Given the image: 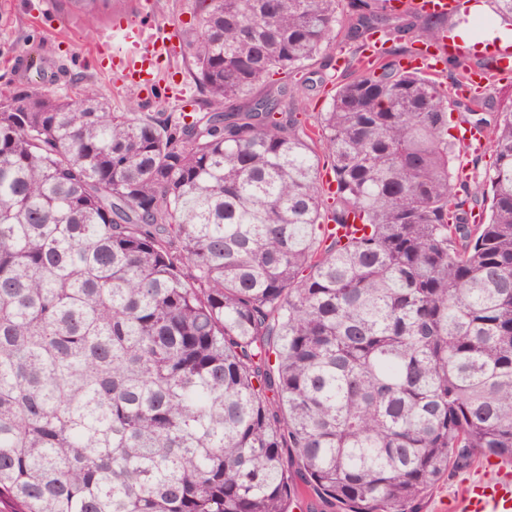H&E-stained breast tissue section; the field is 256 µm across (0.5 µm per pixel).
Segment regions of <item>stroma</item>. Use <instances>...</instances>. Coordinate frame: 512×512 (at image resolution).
<instances>
[{
	"instance_id": "obj_1",
	"label": "stroma",
	"mask_w": 512,
	"mask_h": 512,
	"mask_svg": "<svg viewBox=\"0 0 512 512\" xmlns=\"http://www.w3.org/2000/svg\"><path fill=\"white\" fill-rule=\"evenodd\" d=\"M149 16L139 10H100L97 20L68 10L63 0H0V91L17 86L21 71L9 64L11 58L25 59L36 54L47 61L54 73L52 91L68 94L75 78L95 81L106 93L116 112H192L201 99V91L187 72V42L193 35L194 0H151ZM173 34L178 48L177 75L162 84L155 99L145 98L138 90L122 82L119 75L99 69L92 60V48L101 28L118 22L134 28L143 19ZM315 76L319 85L306 91L307 76ZM343 74L334 66L313 62L310 73L291 76L295 89L303 91L301 111L311 114L326 111ZM493 477L485 459L475 460L465 468L449 469L421 499L418 512H452L455 500L466 480L476 474Z\"/></svg>"
}]
</instances>
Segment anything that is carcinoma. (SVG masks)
Here are the masks:
<instances>
[{"instance_id": "cac0c4a2", "label": "carcinoma", "mask_w": 512, "mask_h": 512, "mask_svg": "<svg viewBox=\"0 0 512 512\" xmlns=\"http://www.w3.org/2000/svg\"><path fill=\"white\" fill-rule=\"evenodd\" d=\"M195 17L201 112L0 93V512H417L512 459V109L455 123L440 78L364 57L440 40L410 4ZM350 42L301 120L287 76ZM463 124L492 156L469 180ZM488 460L477 459L466 468H450L448 474L441 478L421 499L418 512H453L455 500L466 480L478 473L492 478L494 471L485 469Z\"/></svg>"}]
</instances>
